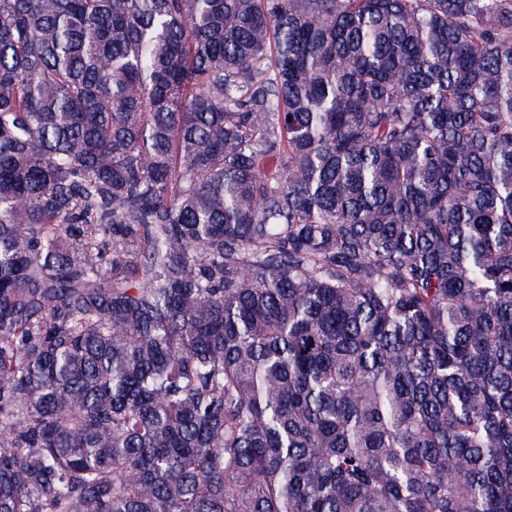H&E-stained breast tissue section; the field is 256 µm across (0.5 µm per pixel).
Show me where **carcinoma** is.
Wrapping results in <instances>:
<instances>
[{
	"label": "carcinoma",
	"instance_id": "carcinoma-1",
	"mask_svg": "<svg viewBox=\"0 0 512 512\" xmlns=\"http://www.w3.org/2000/svg\"><path fill=\"white\" fill-rule=\"evenodd\" d=\"M0 512H512V0H0Z\"/></svg>",
	"mask_w": 512,
	"mask_h": 512
}]
</instances>
